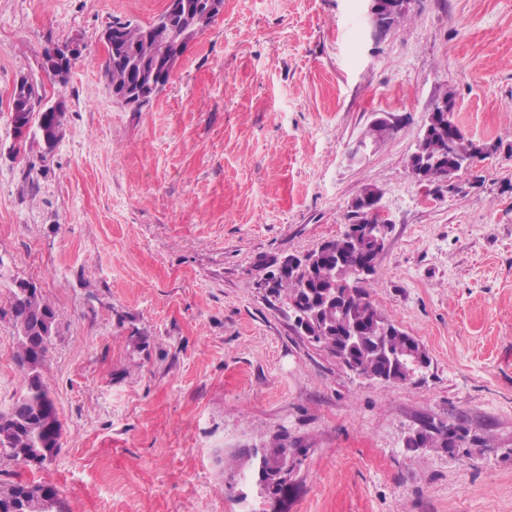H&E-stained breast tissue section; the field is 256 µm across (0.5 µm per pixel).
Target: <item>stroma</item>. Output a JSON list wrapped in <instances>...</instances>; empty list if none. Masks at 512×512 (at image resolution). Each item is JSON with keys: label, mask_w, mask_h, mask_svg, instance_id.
Segmentation results:
<instances>
[{"label": "stroma", "mask_w": 512, "mask_h": 512, "mask_svg": "<svg viewBox=\"0 0 512 512\" xmlns=\"http://www.w3.org/2000/svg\"><path fill=\"white\" fill-rule=\"evenodd\" d=\"M166 0H0V305L34 282L59 328L41 367L62 436L52 461L0 455V483L47 482L69 512H512V0H413L375 37L366 0H224L168 85L135 112L102 69L112 22ZM77 36L53 152L14 155L10 90ZM496 145L456 192L406 163L438 95ZM380 113L399 129L354 156ZM392 232L373 305L429 352L382 383L299 335L257 263L343 234L362 187ZM0 317V412L22 393ZM460 448H408L424 424ZM300 451L261 497L229 461L273 438ZM427 435L425 437V445L422 448H445L453 451L459 448L469 430L461 425H445V424H429Z\"/></svg>", "instance_id": "obj_1"}]
</instances>
